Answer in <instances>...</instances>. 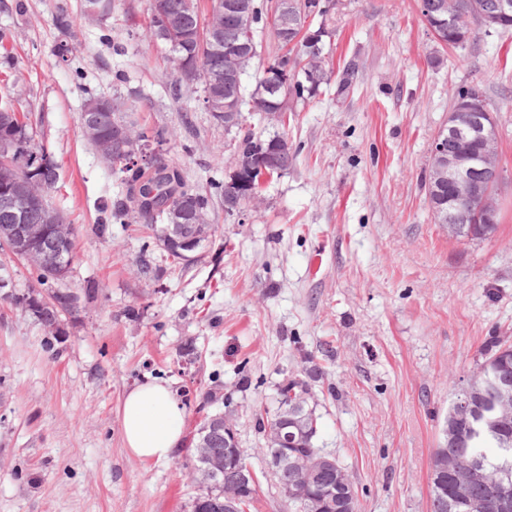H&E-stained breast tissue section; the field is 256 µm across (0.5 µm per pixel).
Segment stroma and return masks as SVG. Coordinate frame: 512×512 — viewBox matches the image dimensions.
Listing matches in <instances>:
<instances>
[{
    "label": "stroma",
    "mask_w": 512,
    "mask_h": 512,
    "mask_svg": "<svg viewBox=\"0 0 512 512\" xmlns=\"http://www.w3.org/2000/svg\"><path fill=\"white\" fill-rule=\"evenodd\" d=\"M148 7L118 0L98 20L85 0H0V102L25 107L53 155L48 201L76 229L71 281L98 290L54 339L11 300L35 274L0 250V512H189L191 447L144 462L124 446L123 397L154 379L176 390L189 438L218 389L212 409L232 412L259 479L249 512H288L256 410L290 380L306 384L316 445L349 474L356 512H430L454 393L491 343H512V31L476 22L454 49L417 0H337L320 95L284 123L245 115L257 133H287L294 164L229 216L214 184L233 170V135L200 85L175 83L167 48L142 31ZM472 85L497 110L503 171L482 240L448 235L426 196L432 140ZM116 92L207 199L218 231L191 263L166 260L134 209L113 214L125 188L79 116Z\"/></svg>",
    "instance_id": "1"
}]
</instances>
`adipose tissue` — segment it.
I'll return each instance as SVG.
<instances>
[{
  "label": "adipose tissue",
  "mask_w": 512,
  "mask_h": 512,
  "mask_svg": "<svg viewBox=\"0 0 512 512\" xmlns=\"http://www.w3.org/2000/svg\"><path fill=\"white\" fill-rule=\"evenodd\" d=\"M120 418L125 445L140 460H166L184 443V407L167 383L132 388L123 398Z\"/></svg>",
  "instance_id": "adipose-tissue-1"
}]
</instances>
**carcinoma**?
Returning <instances> with one entry per match:
<instances>
[{
  "label": "carcinoma",
  "mask_w": 512,
  "mask_h": 512,
  "mask_svg": "<svg viewBox=\"0 0 512 512\" xmlns=\"http://www.w3.org/2000/svg\"><path fill=\"white\" fill-rule=\"evenodd\" d=\"M424 7L421 15L428 24L440 30L445 40V46L463 48L470 42L474 34L469 27V19L477 20L481 25L507 31L512 29V20L503 26L495 22L498 17L500 0H423ZM258 6L251 18L249 29L240 32L241 38L252 44L255 48L253 54L246 59L245 66H250L258 56V42L256 34L266 25L275 26L279 23L292 32L296 38L294 44L279 42L284 53L274 59L264 71H278L288 77V83L282 88V93L272 99L262 92L264 77H259L252 91L240 86V112H280L286 113L288 101H305L316 98L320 88L327 83L325 69L326 58L331 53V30L329 21L335 9V0H301L300 10L277 21L270 17L263 6V0H254ZM171 18L178 23V28L170 39L164 41L169 52L185 59L197 73L201 86L207 85L211 74H224L226 57L224 49L214 50L203 47L197 40L196 32L202 25L200 12H191L187 8V0H159V6L151 7L145 36L153 39L157 37L159 24L163 18ZM114 106L103 117L101 128L103 137L112 141V171L120 178L126 187V200L118 201L116 209L125 208L126 202H131L138 214L144 219L145 227L152 232L154 239L162 243L165 241L168 218L164 205L178 206L185 200L194 202L199 210H206L207 199L190 188L184 181L180 170L169 163L160 154H154V162L137 166L128 163L126 153L131 150L118 136L114 128L113 119L126 120L127 113L120 107V98H113ZM12 111L19 112L21 126L27 131L25 139L18 141L14 146V154L21 161L17 167L16 175H25V169L45 161L48 153L35 143L33 127L28 122V115L18 108ZM234 130L233 148L235 154L241 158L249 157L265 150L272 144H277L281 150L279 158L280 170L274 172L276 176L288 173L293 166L295 153L288 146V138L284 134H275L262 137L239 121L232 127ZM35 190L40 196L30 212L18 219L13 215L0 210V224H42L43 214L51 209L47 196L54 186L57 174L56 165L44 167L38 173ZM143 182L154 183L158 190L157 208L147 211L143 208L141 200L136 195L137 186ZM66 273L55 277L50 273L36 272L37 281L44 286V293L30 291L21 296L13 297L16 306L29 314L42 326L57 323L63 324L66 317L73 316L81 309V298H92L97 289L89 286L81 290L69 287V281L75 259V249L65 251ZM512 374V345L499 343L484 353V360L478 367L481 377L470 380L472 391L478 393L479 406L484 407L492 401L490 382L503 372ZM206 421H201L199 429L194 434L195 458L191 473L193 481L205 487L201 493L193 497L197 501L207 502L203 512H224V486L230 481L229 476L216 479L209 475L206 469L205 457L200 455L202 441L205 435L202 432ZM459 429L467 434L466 442L455 449L458 458V468L472 476L469 486L470 495L486 505L485 512H500L497 508L499 484L497 483L501 469L512 466V447L501 448L495 436L479 429L472 428L465 423L458 424ZM309 436L301 440L303 453L317 459L326 455V452L315 445L319 431L318 417L309 419ZM456 476L451 473L434 474L430 476L431 512H462V508L454 501V487ZM282 492L288 499L289 505L298 512H307L302 502L293 497L290 485L296 483L305 490L309 496H318L326 499H335L336 478L329 474H321L311 481L305 476L290 471L288 476L277 480Z\"/></svg>",
  "instance_id": "obj_1"
}]
</instances>
